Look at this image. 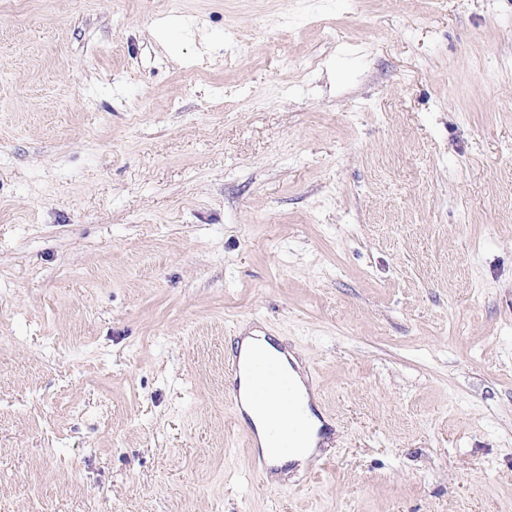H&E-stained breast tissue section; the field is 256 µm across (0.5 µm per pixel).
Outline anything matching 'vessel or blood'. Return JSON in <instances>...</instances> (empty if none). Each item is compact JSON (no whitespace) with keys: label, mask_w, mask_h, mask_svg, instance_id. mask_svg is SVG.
I'll list each match as a JSON object with an SVG mask.
<instances>
[{"label":"vessel or blood","mask_w":512,"mask_h":512,"mask_svg":"<svg viewBox=\"0 0 512 512\" xmlns=\"http://www.w3.org/2000/svg\"><path fill=\"white\" fill-rule=\"evenodd\" d=\"M226 395L232 409L241 407V371L254 370L263 365L267 374L256 375L253 388V401L256 407L270 417L268 432L274 440L276 451L285 456L293 452L304 434V421L300 405L290 384L283 381L275 363L269 362L263 350H254L248 361H241L239 355L227 359Z\"/></svg>","instance_id":"b4317fda"}]
</instances>
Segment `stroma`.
Wrapping results in <instances>:
<instances>
[{
  "label": "stroma",
  "mask_w": 512,
  "mask_h": 512,
  "mask_svg": "<svg viewBox=\"0 0 512 512\" xmlns=\"http://www.w3.org/2000/svg\"><path fill=\"white\" fill-rule=\"evenodd\" d=\"M0 512H512V0H0ZM254 346H261L272 353L285 367V376L293 381L295 387L304 397L306 407V418L311 433L301 441L296 454L286 456L293 452L304 434V421L300 413V405L294 394L290 383H286L280 378L278 367L275 363L267 359L263 350H254L247 361L246 367L255 379L253 388V401L255 406L265 413L269 414L270 422L268 432L274 440L277 453L281 456H271L272 441L263 427L262 420L255 415L251 400L248 396L246 385L241 403V371L245 367L240 362L241 354H244ZM225 361L228 364L226 374L227 387L226 395L234 411H238L243 406L244 411L256 427L257 444L260 447L264 457L267 458L276 467L284 468L288 463H295L303 469L312 463L320 455L319 444L323 438L320 437V429L323 423L314 416L307 406L309 401V391L306 379L301 371V367L296 363L294 369L288 362V358L281 352L265 335L259 330H251L241 339V350L238 345L231 357ZM257 365H265L269 371L267 375H260L255 371ZM257 456L256 466L252 468L253 472L262 475L266 468V462L263 456Z\"/></svg>",
  "instance_id": "35a3bbf8"
}]
</instances>
